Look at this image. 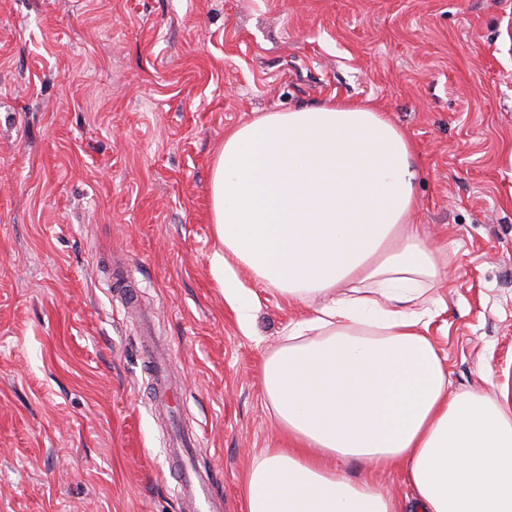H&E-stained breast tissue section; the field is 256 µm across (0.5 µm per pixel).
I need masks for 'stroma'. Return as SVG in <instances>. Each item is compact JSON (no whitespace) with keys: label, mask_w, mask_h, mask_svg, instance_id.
<instances>
[{"label":"stroma","mask_w":512,"mask_h":512,"mask_svg":"<svg viewBox=\"0 0 512 512\" xmlns=\"http://www.w3.org/2000/svg\"><path fill=\"white\" fill-rule=\"evenodd\" d=\"M367 102L415 149L447 265L452 391L512 381V0H0V512H187L172 424L224 512L285 447L258 377L311 312L224 300L211 174L265 112ZM182 389L156 414L139 312Z\"/></svg>","instance_id":"stroma-1"}]
</instances>
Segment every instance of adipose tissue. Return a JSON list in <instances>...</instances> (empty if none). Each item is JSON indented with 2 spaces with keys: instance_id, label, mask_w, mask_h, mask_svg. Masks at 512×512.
Here are the masks:
<instances>
[{
  "instance_id": "obj_1",
  "label": "adipose tissue",
  "mask_w": 512,
  "mask_h": 512,
  "mask_svg": "<svg viewBox=\"0 0 512 512\" xmlns=\"http://www.w3.org/2000/svg\"><path fill=\"white\" fill-rule=\"evenodd\" d=\"M417 168L405 135L355 101L268 112L225 134L212 179L224 300L250 332L257 296L326 304L291 324L260 386L287 448L243 482L244 512H512V386L449 393L427 337L436 250L408 221ZM402 467L396 499L325 469Z\"/></svg>"
}]
</instances>
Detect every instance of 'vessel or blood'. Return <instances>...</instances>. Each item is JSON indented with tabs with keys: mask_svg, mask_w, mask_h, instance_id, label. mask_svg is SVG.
Here are the masks:
<instances>
[{
	"mask_svg": "<svg viewBox=\"0 0 512 512\" xmlns=\"http://www.w3.org/2000/svg\"><path fill=\"white\" fill-rule=\"evenodd\" d=\"M151 378L156 405L166 407L177 402L179 389L170 381L167 368L160 358L152 360ZM199 443V436L189 432H177L169 438L167 461L170 469L180 475L178 494L190 512H223V504L217 503L211 496L209 481L196 468L194 450Z\"/></svg>",
	"mask_w": 512,
	"mask_h": 512,
	"instance_id": "obj_1",
	"label": "vessel or blood"
}]
</instances>
